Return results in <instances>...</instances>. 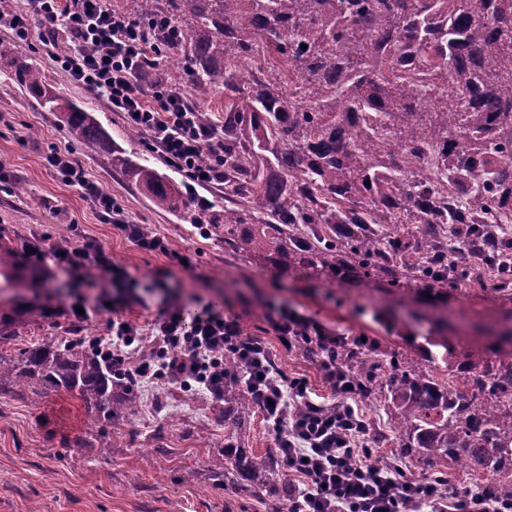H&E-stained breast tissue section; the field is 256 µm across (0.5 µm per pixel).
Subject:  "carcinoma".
<instances>
[{
	"mask_svg": "<svg viewBox=\"0 0 512 512\" xmlns=\"http://www.w3.org/2000/svg\"><path fill=\"white\" fill-rule=\"evenodd\" d=\"M140 21L168 18L181 39L167 58L202 91L224 93V209L199 208L180 186L113 148L91 112L65 101L16 48L0 47L13 81L65 113L75 139L108 155L160 209L182 212L232 252L286 273L374 280L383 293L421 284L432 301L477 285L512 303V0H130ZM447 151L425 173L426 144ZM21 270L0 246V276ZM33 315L0 318V395L76 394L96 432L78 448L112 447V419L134 416L138 387L95 347L55 336L8 354ZM426 368L365 341L301 344L336 362L359 395L394 416L404 455L483 474L482 493L512 501V320L486 350L462 351L435 322ZM443 349L442 356L432 348ZM227 435L257 409L224 356ZM236 468L240 498L272 481L267 460L224 446L213 472Z\"/></svg>",
	"mask_w": 512,
	"mask_h": 512,
	"instance_id": "cac0c4a2",
	"label": "carcinoma"
}]
</instances>
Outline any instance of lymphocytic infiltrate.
I'll return each instance as SVG.
<instances>
[{"label":"lymphocytic infiltrate","instance_id":"f902f5d3","mask_svg":"<svg viewBox=\"0 0 512 512\" xmlns=\"http://www.w3.org/2000/svg\"><path fill=\"white\" fill-rule=\"evenodd\" d=\"M45 31L40 42L74 84L90 91L105 108L119 113L145 137L147 147L159 153L187 179L200 186L224 183V129L204 121L199 108L173 92L166 80H146L148 63L160 36L173 33L171 21L146 24L109 8L106 0H24L21 10L0 14V28L10 31L17 44L32 41V23ZM67 36L66 52H58L55 31ZM211 161L200 164L201 152ZM49 167L65 184L78 188L104 223L121 230L140 250L169 254L164 237L135 223L115 198L90 180L70 150L53 147ZM36 264L53 263L71 275L118 274L111 253L91 240L39 245ZM124 301L111 305L112 323L94 344L110 359L114 372L136 383L156 379L186 392L224 395V355L234 353L242 383L255 396L275 432L279 466L291 493L286 512H512L491 507L482 493L453 490L438 493L429 479L408 483L392 459H372L364 450L367 427L355 417L351 404L356 393L333 365L322 370L336 396L333 404L312 403L305 379L272 370V357L259 341L244 342L235 320L207 312L186 318L177 307L168 308L142 329L123 317ZM284 347L326 339L316 322L285 310L271 321ZM309 404L303 415L297 403Z\"/></svg>","mask_w":512,"mask_h":512}]
</instances>
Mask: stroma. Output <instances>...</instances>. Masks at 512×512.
I'll use <instances>...</instances> for the list:
<instances>
[{
  "label": "stroma",
  "instance_id": "stroma-1",
  "mask_svg": "<svg viewBox=\"0 0 512 512\" xmlns=\"http://www.w3.org/2000/svg\"><path fill=\"white\" fill-rule=\"evenodd\" d=\"M25 55L43 72L50 86L67 100L93 112L113 144L144 159L187 192L223 204L224 193L186 182L142 140H129L121 117L104 108L87 90L74 85L43 52L39 42ZM0 64V162L7 177L0 181V229L11 243L47 237L59 242V229H73L111 252L121 272L102 278L94 294H121L129 304L126 319L148 327L168 304L178 303L186 317L210 310L234 318L261 339L278 367L290 377L307 380L315 401L334 397L318 363L285 348L269 322L271 310L287 308L318 322L347 340L368 336L401 356L416 357L428 335L435 310L414 322L412 296L390 307L378 283L345 284L287 274L263 262L232 255L223 242L203 238L179 214L158 209L137 186L110 166L106 156L72 140L60 113L20 90ZM70 145L101 190L112 194L140 224L166 239L170 249L188 254L185 269L164 255L139 250L112 225L103 223L81 192L66 186L46 162L52 144ZM22 193H15V186ZM22 302L35 315L21 332V344L47 336H97L106 332L111 312L101 308L75 320L68 305L75 291L70 275L53 266L35 270ZM223 400L200 392L184 397L180 390L156 381L143 387L140 412L133 421L116 420L112 433L132 437L127 448H69L66 439L88 429L79 401L62 393H27L0 397V512H268L271 496L259 491L251 500L236 498L232 486H214L210 459L224 444L220 413ZM249 457L261 460L276 452L275 434L262 414H254L235 437Z\"/></svg>",
  "mask_w": 512,
  "mask_h": 512
}]
</instances>
